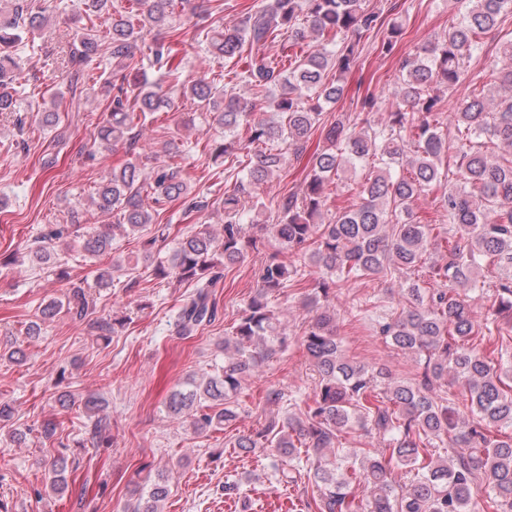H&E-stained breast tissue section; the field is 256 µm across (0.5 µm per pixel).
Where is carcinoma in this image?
Segmentation results:
<instances>
[{
    "label": "carcinoma",
    "mask_w": 512,
    "mask_h": 512,
    "mask_svg": "<svg viewBox=\"0 0 512 512\" xmlns=\"http://www.w3.org/2000/svg\"><path fill=\"white\" fill-rule=\"evenodd\" d=\"M140 11L139 21L119 0H85V13L110 16L103 32L82 27L75 31L69 51L49 57L55 69L70 77L77 89L87 68L97 59L112 60V72L138 70L144 61L157 68L161 82H143L137 93L106 80L112 91L105 117L96 125L98 148L119 144L133 150L138 128L158 112L179 110L178 97L190 98L205 110L224 135L209 144L213 161L224 163V177L235 179L224 190L221 233L206 229L177 236L170 263H159L158 278L191 281L195 289L178 308L173 320L177 336H192L215 320V288L224 270L258 250V229L290 251L307 252L318 271L304 305L315 311L302 344L318 380L311 402L300 414L285 415L255 432L240 435L232 447L243 454L269 450L275 457L276 479L303 483L312 491L304 508L315 512H473L475 486L489 492L488 512H512V369L495 365L503 345L494 332L512 327V38L505 40L486 62L492 91L473 92L454 111L443 115L446 94L463 80L480 36L512 13V0H468L461 22L416 52L407 55L396 77L397 105L386 119L369 114L381 111L373 95L360 112L342 114L325 124L324 110L344 93L343 78L357 64L362 37L383 26L382 12L365 0H268L264 6L234 21L204 32L208 51L232 74V87L188 81L181 64L174 63L171 45L156 42L148 56H140L141 33L146 27L170 28L182 0H126ZM42 11L33 0H10L0 7V112H14L15 85L23 81L15 51L23 36L43 25ZM323 39L307 50L308 33ZM401 27L392 22L380 42L381 52L399 49ZM282 38L299 47L281 64L265 52ZM245 66L237 69L238 62ZM259 105L277 119H255ZM321 130L323 146L310 160L304 184L280 198L264 201L255 190L278 176L285 164L283 152L260 145L281 141L300 156L310 135ZM496 139L503 153L490 156L482 137ZM454 153L455 169L448 166ZM366 170L358 185L360 202L336 207L325 216L331 186L349 172ZM442 189L439 209L448 224H423L414 204L427 190ZM179 202L184 214L208 207L207 198L193 193L175 162L143 174L132 160L112 172L95 188L91 204L114 218L81 230L79 213L71 223L56 224L29 246L28 253L42 265H51L57 252L83 240L85 252L97 257L112 251L115 232L138 236L144 252L170 236V225L158 223L165 205ZM258 219L242 224L245 212ZM433 241L445 243L443 262L430 257ZM494 266L500 277L490 285L478 275L479 262ZM409 270L403 285V306L395 317L379 322L376 334L404 353L424 358L420 378L394 382L383 369L369 368L345 356L336 337V315L319 306L353 279L385 277ZM303 285L298 269L272 255L257 271V289L224 341L218 344L223 361L206 376H189L173 391L165 410L188 423L195 434L230 426L238 418L242 385L260 363L288 347V333L269 306V298L284 288ZM493 290L491 329L478 320L474 297L460 289ZM90 293L71 289L67 312L83 320ZM126 318L112 315L97 322L99 336L109 339L124 327ZM453 374L464 400L466 416L436 383ZM92 414L87 440L93 447L111 443L109 422L99 415L98 401L84 399ZM357 425L386 442L377 454L361 448L350 457L339 454V437ZM499 435L491 437V429ZM60 423L42 420L36 432L44 441L57 439ZM448 435L451 443L468 449L447 459L433 458L431 437ZM305 459L303 469L294 461ZM67 461L52 468L50 487L67 488ZM410 474L403 484L392 471ZM170 494L168 476L158 475L148 487L135 485L125 512H161Z\"/></svg>",
    "instance_id": "1"
}]
</instances>
